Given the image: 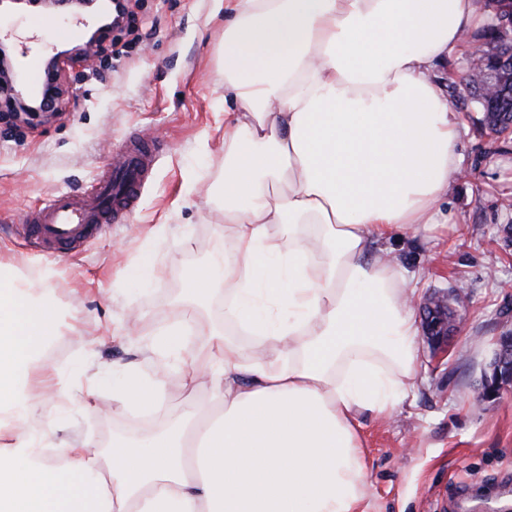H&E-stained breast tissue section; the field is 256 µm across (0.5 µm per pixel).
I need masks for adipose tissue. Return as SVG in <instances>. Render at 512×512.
Segmentation results:
<instances>
[{"instance_id": "1", "label": "adipose tissue", "mask_w": 512, "mask_h": 512, "mask_svg": "<svg viewBox=\"0 0 512 512\" xmlns=\"http://www.w3.org/2000/svg\"><path fill=\"white\" fill-rule=\"evenodd\" d=\"M477 0H227L222 280L202 267L147 350H179L192 404L146 444L62 442L50 403L84 393L45 360L52 272L0 274V512H369L360 418L415 389V292L369 261L436 223L461 124L435 69L484 26ZM224 318L249 346L206 326ZM205 329L208 340L194 334ZM112 401L164 414V378L112 374Z\"/></svg>"}]
</instances>
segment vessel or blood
<instances>
[{
  "mask_svg": "<svg viewBox=\"0 0 512 512\" xmlns=\"http://www.w3.org/2000/svg\"><path fill=\"white\" fill-rule=\"evenodd\" d=\"M32 25L59 43L80 41L86 28L82 20L62 24L51 15L36 17ZM155 153L151 138L125 142L121 162L103 164L95 182L84 193L52 195L28 212L23 234L41 252L51 255L65 256L86 245L101 233L105 224L136 206Z\"/></svg>",
  "mask_w": 512,
  "mask_h": 512,
  "instance_id": "vessel-or-blood-1",
  "label": "vessel or blood"
}]
</instances>
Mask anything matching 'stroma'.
I'll use <instances>...</instances> for the list:
<instances>
[{"label":"stroma","instance_id":"1","mask_svg":"<svg viewBox=\"0 0 512 512\" xmlns=\"http://www.w3.org/2000/svg\"><path fill=\"white\" fill-rule=\"evenodd\" d=\"M225 0H135L136 26L111 52L73 54L58 67L55 113L0 120V258L34 276L57 271L62 309L92 337L63 340L48 362L95 380L92 396L58 407L59 437L149 435L147 423L112 406L99 371H154L144 346L199 252H227L224 178ZM463 177L440 203L444 224L398 234L386 247L416 279V304L458 294L462 318L447 344L418 338L417 385L389 418L363 415L371 512H512V389L478 398L495 341L512 331V132L494 135L475 107L459 113ZM133 136L158 140L138 205L81 252L52 258L20 234L44 199L86 189ZM165 266L147 285L132 270L143 254Z\"/></svg>","mask_w":512,"mask_h":512}]
</instances>
